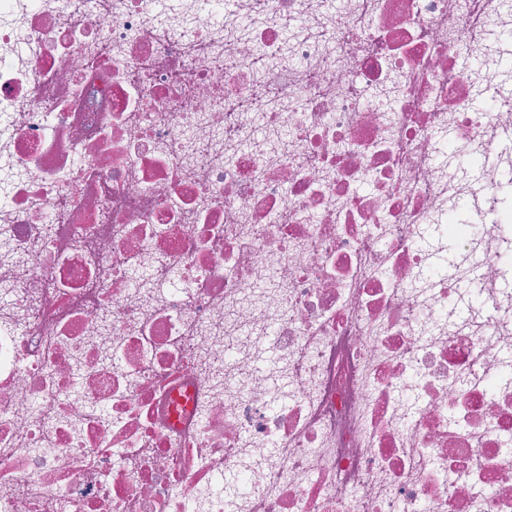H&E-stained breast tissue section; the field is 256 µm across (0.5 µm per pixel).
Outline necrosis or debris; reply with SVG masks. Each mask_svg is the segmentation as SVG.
<instances>
[{
  "instance_id": "4bbe7bcc",
  "label": "necrosis or debris",
  "mask_w": 512,
  "mask_h": 512,
  "mask_svg": "<svg viewBox=\"0 0 512 512\" xmlns=\"http://www.w3.org/2000/svg\"><path fill=\"white\" fill-rule=\"evenodd\" d=\"M0 512H512V0H0Z\"/></svg>"
}]
</instances>
